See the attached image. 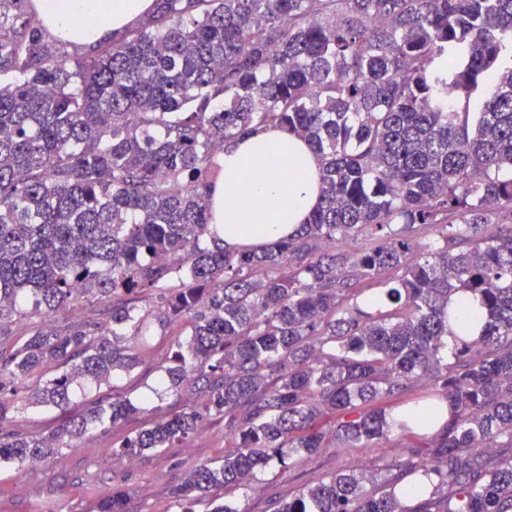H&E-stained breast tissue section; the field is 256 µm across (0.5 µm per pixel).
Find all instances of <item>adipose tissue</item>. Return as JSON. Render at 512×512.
Instances as JSON below:
<instances>
[{
  "instance_id": "ef3b65f1",
  "label": "adipose tissue",
  "mask_w": 512,
  "mask_h": 512,
  "mask_svg": "<svg viewBox=\"0 0 512 512\" xmlns=\"http://www.w3.org/2000/svg\"><path fill=\"white\" fill-rule=\"evenodd\" d=\"M45 34L93 45L148 17L153 0H33ZM224 177L211 191L226 248H257L295 232L320 201L315 154L294 135L253 133L221 158Z\"/></svg>"
}]
</instances>
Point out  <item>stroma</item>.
Wrapping results in <instances>:
<instances>
[{
    "label": "stroma",
    "mask_w": 512,
    "mask_h": 512,
    "mask_svg": "<svg viewBox=\"0 0 512 512\" xmlns=\"http://www.w3.org/2000/svg\"><path fill=\"white\" fill-rule=\"evenodd\" d=\"M171 339L151 337L141 363L122 383L132 400L150 398L155 383L156 364L169 353ZM140 419L121 422L106 432L86 437L75 448H65L38 466L17 468L0 462V512H95L103 489L119 487L127 494L126 512H177L173 488L197 466L224 454V421L206 417L198 433L175 442L160 452H149L133 465L116 462L112 444L135 433ZM413 436L392 435L367 448H330L320 455L292 466L286 476H278L277 465L258 470L251 484L228 491L214 490L216 502L234 504L239 512H272L271 498L289 499L314 479L336 472H364L370 487H380L388 465L402 459L414 444Z\"/></svg>",
    "instance_id": "1"
}]
</instances>
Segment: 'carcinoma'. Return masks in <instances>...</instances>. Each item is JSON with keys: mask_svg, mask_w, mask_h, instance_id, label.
I'll list each match as a JSON object with an SVG mask.
<instances>
[{"mask_svg": "<svg viewBox=\"0 0 512 512\" xmlns=\"http://www.w3.org/2000/svg\"><path fill=\"white\" fill-rule=\"evenodd\" d=\"M26 2L0 0V461L132 415L145 426L113 455L137 458L215 413L230 450L174 489L179 512L272 461L288 472L291 450L393 433L426 453L378 490L338 472L273 512H403L408 476L415 512H512V0H155L83 53ZM262 127L313 150L322 202L291 236L229 250L209 189L224 146ZM454 298L481 325L446 358ZM82 301L102 316H71ZM150 320L187 332L154 391L179 409L114 385L50 437L18 429L131 374L127 337ZM46 361L57 374L29 384ZM425 382L451 409L439 429L428 400L387 411ZM125 504L107 488L97 512Z\"/></svg>", "mask_w": 512, "mask_h": 512, "instance_id": "cac0c4a2", "label": "carcinoma"}]
</instances>
